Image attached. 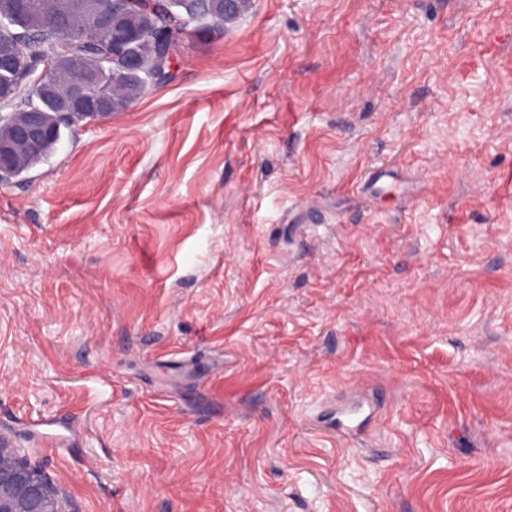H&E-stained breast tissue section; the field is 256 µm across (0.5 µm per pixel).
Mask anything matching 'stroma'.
<instances>
[{
    "label": "stroma",
    "instance_id": "35a3bbf8",
    "mask_svg": "<svg viewBox=\"0 0 512 512\" xmlns=\"http://www.w3.org/2000/svg\"><path fill=\"white\" fill-rule=\"evenodd\" d=\"M169 72L0 182V430L71 512H512V0H253Z\"/></svg>",
    "mask_w": 512,
    "mask_h": 512
}]
</instances>
